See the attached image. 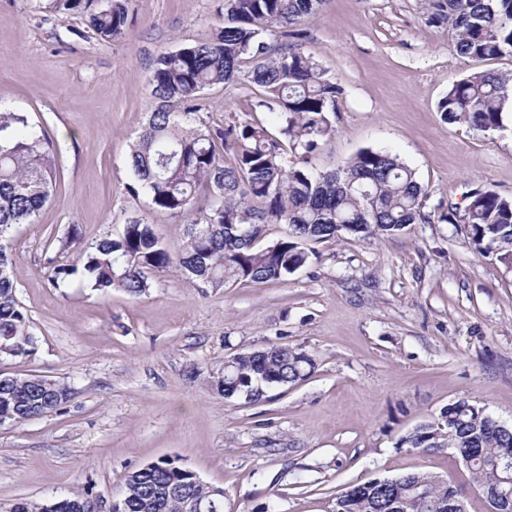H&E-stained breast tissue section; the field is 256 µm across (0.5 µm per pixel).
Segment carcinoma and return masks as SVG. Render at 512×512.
I'll return each mask as SVG.
<instances>
[{"instance_id": "cac0c4a2", "label": "carcinoma", "mask_w": 512, "mask_h": 512, "mask_svg": "<svg viewBox=\"0 0 512 512\" xmlns=\"http://www.w3.org/2000/svg\"><path fill=\"white\" fill-rule=\"evenodd\" d=\"M326 0H219L222 22L200 41L178 44L154 60L147 82L151 112L131 146L133 198L144 191L153 210L188 225L185 239L170 250L151 225L130 217L117 235L91 243L67 238L51 264L50 283L61 288L71 277L104 294L114 288L137 297L156 272L176 271L208 288L231 282L283 281L306 265L305 243L367 241L396 236L427 219L428 187L398 155L365 148L345 165L309 167V156L336 135L332 119L341 87L328 71L288 40L292 28L316 15ZM429 21L448 15L453 52L462 58L495 60L512 55V0H446L433 3ZM57 13L80 14L105 41L124 35L131 23L127 0H49ZM262 89L251 104L269 120L228 127L209 123L205 89L214 85ZM512 101V74L496 70L452 81L437 109L450 123L474 132L504 128ZM60 182L46 131L20 112L0 109V336L11 350L29 352L34 343L29 318L16 296L10 240L21 224H32ZM438 222L463 224L479 253L494 252L512 264V200L487 186L469 190L463 213L450 208ZM284 224L288 234L263 247L240 236V226ZM236 380L206 379L226 399L265 397V382L294 385L314 368L308 355L288 345L271 355L235 354ZM66 385L41 375L0 376V425L20 424L59 409ZM398 446L450 448L469 460L471 482L497 512H512V499L497 496L500 462L512 458V428L465 399L445 406L437 419L417 425ZM389 485L375 479L349 485L336 496V512H450L464 488L431 473L406 472ZM186 494L201 491L185 467L162 457L131 472L124 495L138 512L143 494L167 484Z\"/></svg>"}]
</instances>
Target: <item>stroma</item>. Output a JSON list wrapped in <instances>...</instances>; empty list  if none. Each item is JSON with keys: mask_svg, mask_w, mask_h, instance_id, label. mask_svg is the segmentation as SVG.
<instances>
[{"mask_svg": "<svg viewBox=\"0 0 512 512\" xmlns=\"http://www.w3.org/2000/svg\"><path fill=\"white\" fill-rule=\"evenodd\" d=\"M427 0H328L297 44L343 93L335 137L314 153L323 170L372 147L400 155L428 186V219L367 242L308 243L310 262L281 282L207 288L156 273L139 297L48 281L66 236L92 242L128 217L168 247L184 224L131 198L126 157L150 103L160 51L207 36L218 0H129L125 37L99 40L80 15L47 0H0V107L45 128L61 175L35 223L11 242L19 303L36 344L0 357V373L67 384L59 410L0 425V512L79 491L118 498L127 475L179 459L224 490V512H336L351 483L426 471L464 485L465 512H488L452 450H410L398 438L465 398L512 425V266L480 255L459 224L473 187L512 198V104L501 131L443 119L451 81L512 72V56L455 55ZM209 121L249 119L240 85L207 89ZM289 345L314 361L299 383L250 403L224 399L192 370L222 375L239 352Z\"/></svg>", "mask_w": 512, "mask_h": 512, "instance_id": "obj_1", "label": "stroma"}]
</instances>
